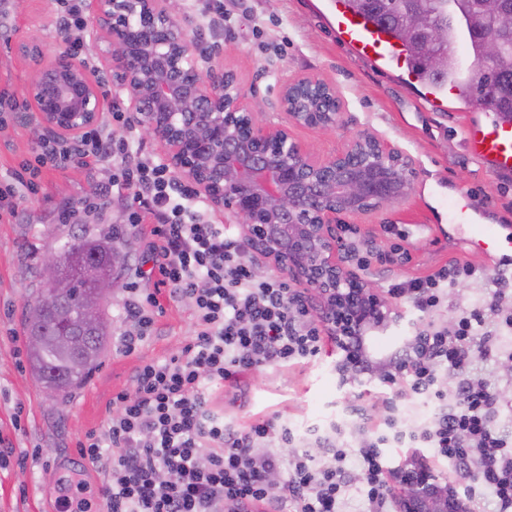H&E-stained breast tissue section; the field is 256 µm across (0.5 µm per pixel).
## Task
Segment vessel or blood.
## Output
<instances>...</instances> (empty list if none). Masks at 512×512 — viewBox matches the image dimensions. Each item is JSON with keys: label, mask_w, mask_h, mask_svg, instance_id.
I'll list each match as a JSON object with an SVG mask.
<instances>
[{"label": "vessel or blood", "mask_w": 512, "mask_h": 512, "mask_svg": "<svg viewBox=\"0 0 512 512\" xmlns=\"http://www.w3.org/2000/svg\"><path fill=\"white\" fill-rule=\"evenodd\" d=\"M330 11L346 43L365 57L400 69L404 80L416 81L417 74L397 40L353 12L346 0H330ZM467 136L471 148L495 172L512 173V123H476L469 127ZM474 231L483 255L504 266L512 264V231L485 224L475 225Z\"/></svg>", "instance_id": "b4317fda"}]
</instances>
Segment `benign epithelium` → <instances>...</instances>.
<instances>
[{"instance_id":"benign-epithelium-1","label":"benign epithelium","mask_w":512,"mask_h":512,"mask_svg":"<svg viewBox=\"0 0 512 512\" xmlns=\"http://www.w3.org/2000/svg\"><path fill=\"white\" fill-rule=\"evenodd\" d=\"M512 33V0H483ZM410 35L428 66L438 29L420 11L408 13ZM198 27L175 0H95L87 36L99 49L92 70L69 49L45 59L37 42L18 52L32 76L22 95L37 112L39 139L67 141L98 125L104 96L98 75L126 93L128 109L180 181L214 208L246 224L249 247L293 283L315 296L316 309L336 339L340 385L354 380L347 362L353 345L386 328L390 307L364 279L345 267L348 248L337 225L392 207L411 193L410 157L373 134H362L331 155L314 156L290 127L332 131L340 120L335 89L314 78L287 79L278 107L282 125H265L236 75L201 49ZM206 61L199 66L193 55ZM400 479L410 487L403 512H464V505L428 475Z\"/></svg>"}]
</instances>
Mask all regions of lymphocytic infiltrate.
Listing matches in <instances>:
<instances>
[{
    "label": "lymphocytic infiltrate",
    "instance_id": "lymphocytic-infiltrate-1",
    "mask_svg": "<svg viewBox=\"0 0 512 512\" xmlns=\"http://www.w3.org/2000/svg\"><path fill=\"white\" fill-rule=\"evenodd\" d=\"M112 124L109 135L93 130L69 143L44 141L23 164L27 178L21 187L36 192L46 168L112 159L117 172L102 193L114 185L129 191L155 218L150 260L158 278L152 292L128 291L123 309L134 329L123 338L125 349L135 351L151 332L162 293L190 300L195 337L179 354L141 365L133 394L118 393L104 431L87 434L81 454L107 472L96 501L87 499L88 485L77 476L61 483L62 499L71 501L72 512H224L229 506L272 502L280 512H339L355 487L365 512H398L389 483L392 467L382 451L401 426L398 415L375 427L350 457L337 445L338 431L314 437L315 447L333 457L321 464L306 449L286 461L269 449L274 440L285 446L295 442L277 417L242 429L214 408L213 389L238 384L260 368L317 356L324 329L287 280L256 277L238 234L202 221L201 200L166 164L148 159L127 167L135 138L123 113H113ZM18 188L0 187V210L15 214ZM486 278L473 264H452L424 278L394 281L387 293L430 314L449 286ZM479 323L478 314L465 313L449 329L420 325L423 348L396 356L398 372L386 386L404 384L409 395L433 403L427 424L408 436L428 450L418 470L448 465L458 475L450 489L466 506L487 495L496 512H512V435L491 419L500 394L462 375L473 348L488 359L500 356L497 345L479 338ZM450 372L460 379L448 393L439 383Z\"/></svg>",
    "mask_w": 512,
    "mask_h": 512
}]
</instances>
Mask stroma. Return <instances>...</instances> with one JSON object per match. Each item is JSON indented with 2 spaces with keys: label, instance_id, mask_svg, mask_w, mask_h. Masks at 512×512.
Segmentation results:
<instances>
[{
  "label": "stroma",
  "instance_id": "stroma-1",
  "mask_svg": "<svg viewBox=\"0 0 512 512\" xmlns=\"http://www.w3.org/2000/svg\"><path fill=\"white\" fill-rule=\"evenodd\" d=\"M181 11L202 32L203 46L221 43L224 67L234 71L263 123L277 125L284 114L277 105L284 79L310 77L336 89L340 124L323 132L297 126L293 137L323 156L348 139L369 131L413 158V193L387 211L357 218V244L374 251L367 267L349 261L371 288L384 291L395 279L423 278L441 267L471 263L491 276H503L504 295L512 296V266L498 270L478 253L468 230L472 224L512 226V173H494L466 143V129L491 119L490 111L448 96L443 109L426 101V86L404 81L391 67L362 56L339 35L328 0H180ZM61 5L45 8L43 0H10L0 13V96L20 102L22 109L0 126V183L14 182L23 159L36 148L34 113L21 91L31 78L19 43H40L53 55L64 41ZM111 163L68 166L44 171L36 194L16 215L0 211V512H52L60 478L84 474L91 484L104 475L79 453L87 431L101 427L112 398L130 391L143 363L177 354L194 337L195 320L183 301L161 298L150 335L134 352H126L123 335L130 325L123 305L128 284L152 287L147 271V239L128 216L139 204L124 191L102 197L98 186L112 179ZM94 234L118 231L133 247L122 262L119 286L108 314L112 338L100 366L66 401L49 404L27 362L25 305L38 286L44 255L62 246L77 227ZM491 289L478 282L449 288L433 313L445 326L474 307L483 309V330L502 351L512 352V331L490 308ZM334 344L316 359L277 369L263 368L247 377L241 390L224 387L214 398L225 420L246 427L275 414L292 428L327 426L340 406L354 405L365 427L388 414L377 380L356 379L340 386L333 370ZM468 375L484 379L504 400L494 415L496 425L512 431V372L503 362L472 357Z\"/></svg>",
  "mask_w": 512,
  "mask_h": 512
}]
</instances>
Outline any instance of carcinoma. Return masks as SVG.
Instances as JSON below:
<instances>
[{"label":"carcinoma","instance_id":"obj_1","mask_svg":"<svg viewBox=\"0 0 512 512\" xmlns=\"http://www.w3.org/2000/svg\"><path fill=\"white\" fill-rule=\"evenodd\" d=\"M356 13L368 18L396 38L406 58L417 70L422 82L437 85L446 82L456 88L465 104L492 94L497 98L495 115L512 121V36L502 41L501 56L485 64L482 75L465 72L458 49L466 46L474 58L484 54L482 33L491 21L477 10L478 0H415V5L429 18L445 22L447 44L442 47V69H429L415 52L405 29L404 10L408 0H347ZM117 236H91L84 232L72 237L57 251L58 268L54 273H40V288L27 300L24 329L29 344V362L36 380L52 385L58 398L65 400L79 389L100 364L112 336L111 321L106 313L110 299L101 297L94 288L99 278H119V265L112 261L117 254ZM70 276L73 288L54 299L47 288L56 275ZM93 310L99 318L90 324L74 322L73 329L63 328L73 311Z\"/></svg>","mask_w":512,"mask_h":512}]
</instances>
